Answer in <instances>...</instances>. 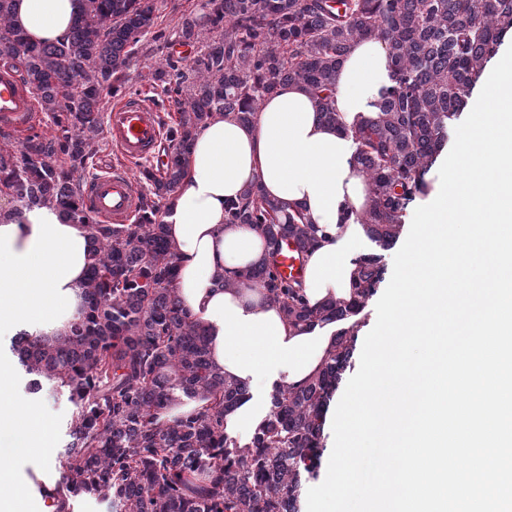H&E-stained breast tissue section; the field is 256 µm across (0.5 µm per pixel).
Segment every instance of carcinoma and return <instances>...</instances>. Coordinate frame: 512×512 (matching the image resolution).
<instances>
[{
  "instance_id": "carcinoma-1",
  "label": "carcinoma",
  "mask_w": 512,
  "mask_h": 512,
  "mask_svg": "<svg viewBox=\"0 0 512 512\" xmlns=\"http://www.w3.org/2000/svg\"><path fill=\"white\" fill-rule=\"evenodd\" d=\"M206 7L179 29L180 44L196 52L191 63L168 55L144 75L172 96L178 114L166 167L141 171L153 192L141 197L136 223L102 224L84 207L82 185L99 147L104 92L124 79L134 45L163 37L152 0H82L70 34L49 45L15 29L12 0H0V51L61 129L0 145V196L60 208L84 225L93 247L68 332L23 330L10 344L27 392L65 393L73 406L57 512H71L78 496L105 500L112 512H298L302 472H311L345 368L343 338L358 323L338 333L318 376L275 391L261 427L242 442L229 436L224 414L247 389L211 366L208 329L174 288L177 249L159 220L160 200L180 182L198 129L217 114L250 124L267 96L296 83L317 99L319 119L356 145L370 197L359 220L384 250L512 35V0H207ZM364 40L385 46L393 85L371 101L372 116L348 127L336 108L337 75ZM225 223L260 230L271 251L224 286H262L292 324L356 317L380 282L382 256L363 257L350 301L311 308L302 280L277 271L282 240L294 239L304 254L316 241L302 212L288 213L254 183L226 206ZM187 399L201 407L160 419Z\"/></svg>"
}]
</instances>
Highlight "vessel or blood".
Masks as SVG:
<instances>
[{
    "label": "vessel or blood",
    "mask_w": 512,
    "mask_h": 512,
    "mask_svg": "<svg viewBox=\"0 0 512 512\" xmlns=\"http://www.w3.org/2000/svg\"><path fill=\"white\" fill-rule=\"evenodd\" d=\"M32 93L20 74L10 67L0 68V127L18 134L28 132L36 123ZM107 140L121 158L129 162L143 160L161 166L158 147L164 138L158 108L139 97H127L113 103L105 127ZM86 208L105 224L126 223L138 208V195L127 172L106 170L97 175L84 194ZM301 251L293 240L283 242L279 273L289 278L300 275Z\"/></svg>",
    "instance_id": "vessel-or-blood-1"
}]
</instances>
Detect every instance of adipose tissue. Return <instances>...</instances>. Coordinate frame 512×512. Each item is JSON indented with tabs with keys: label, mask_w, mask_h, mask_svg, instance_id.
I'll list each match as a JSON object with an SVG mask.
<instances>
[{
	"label": "adipose tissue",
	"mask_w": 512,
	"mask_h": 512,
	"mask_svg": "<svg viewBox=\"0 0 512 512\" xmlns=\"http://www.w3.org/2000/svg\"><path fill=\"white\" fill-rule=\"evenodd\" d=\"M81 0H13L12 22L29 41L66 38ZM387 52L377 41L356 45L342 63L336 107L345 118L367 113V101L390 86ZM317 102L291 83L267 97L253 123L217 115L195 134L185 174L170 195L163 222L177 247L176 287L186 308L212 337L210 362L246 384L248 400L225 413L226 432L251 434L269 414L270 394L316 376L336 344L339 322L293 327L259 287H224L262 262L270 246L260 231L224 221V204L258 183L272 199L301 208L320 240L305 259L310 305L349 300L358 259L371 242L355 215L369 204L366 182L349 163L350 139L320 122ZM92 247L83 225L53 205L0 211V331L33 317L66 331L79 312Z\"/></svg>",
	"instance_id": "1"
}]
</instances>
